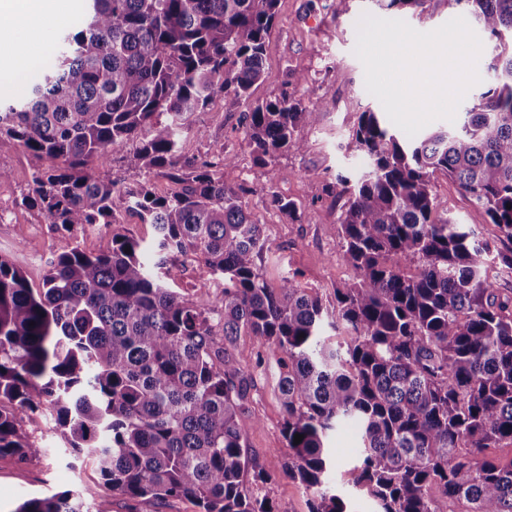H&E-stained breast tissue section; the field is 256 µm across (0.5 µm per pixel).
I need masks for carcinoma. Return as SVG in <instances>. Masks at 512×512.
Here are the masks:
<instances>
[{"mask_svg":"<svg viewBox=\"0 0 512 512\" xmlns=\"http://www.w3.org/2000/svg\"><path fill=\"white\" fill-rule=\"evenodd\" d=\"M83 2L27 98L0 102V156L22 149L53 162L21 204L58 230L114 224L119 200L155 236L144 245L116 233L98 254L69 246L40 288L0 257V457H39L24 423L48 410L57 440L93 460L128 512L171 498L200 512H274L271 477L242 451L256 425L241 417L252 375L214 341L248 335L277 357L288 474L311 512H349L325 481L328 440L347 419L361 429L353 484L378 512H512V460L486 454L512 446V296L493 287L512 274V0H453L492 41V81L458 128L406 141L379 113L358 117L348 147L365 165L336 178L356 277L333 289L330 309L295 272L266 284L257 260L267 239L243 188L224 181L234 163L224 142L200 155L179 148L192 117L222 96L241 113L255 164L304 149L299 131L318 123L315 109L286 90L251 100L278 0ZM373 2L399 14L431 0ZM118 152L138 176L130 184L99 174ZM437 170L504 248L438 213ZM158 173L180 189L157 195ZM268 202L298 220L294 201L273 190ZM178 255L223 281L210 308L171 288ZM329 329L347 336L334 343ZM15 512L89 510L64 491Z\"/></svg>","mask_w":512,"mask_h":512,"instance_id":"carcinoma-1","label":"carcinoma"}]
</instances>
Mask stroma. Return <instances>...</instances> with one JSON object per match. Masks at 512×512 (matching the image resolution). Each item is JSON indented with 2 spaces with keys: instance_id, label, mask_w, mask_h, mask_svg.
<instances>
[{
  "instance_id": "1",
  "label": "stroma",
  "mask_w": 512,
  "mask_h": 512,
  "mask_svg": "<svg viewBox=\"0 0 512 512\" xmlns=\"http://www.w3.org/2000/svg\"><path fill=\"white\" fill-rule=\"evenodd\" d=\"M65 3L61 19L14 14L9 24L0 26L1 99L23 97L38 79L39 66L47 61L55 36L76 25L79 0ZM375 11L373 0H351L349 12L341 15L335 14L330 0H279L278 23L266 45L265 79L253 87L252 97L265 100L285 90L316 109L318 124L300 132L303 152L282 153L268 168L254 165L240 115L225 111L220 97L195 114L192 131L181 139L180 150L189 156L205 153L217 140L235 155L224 179L244 186L245 208L252 221L263 227L269 249L261 259V271L269 287H278L282 277L293 272L299 287L328 302L337 284L356 276L337 233L344 199L328 184L339 172L361 169V160L347 148L349 130L360 112L383 109L367 92L364 67L354 53L357 22L362 13ZM291 70L302 73L303 82L288 83ZM47 165V160L24 151L0 156V257L19 266L31 287H41L52 256L71 243L97 254L111 248L116 233L146 241L153 238V226L140 223L121 206L115 209V224L106 228L73 238L60 233L42 212L20 203L34 188V171ZM431 181L438 212L451 213L459 223L474 225L480 238L493 239V227L447 176L438 172ZM271 187L296 202L298 221L288 220L268 203L266 193ZM222 288L221 280L194 261L186 262L176 285L178 292L202 308L210 307ZM230 352L235 364L253 375L245 406L247 418L255 420L256 426L245 438L244 454L271 476L275 512H310V495L287 471L291 450L282 435L285 410L277 388V360L269 356L263 367H256L260 348L247 335L240 336ZM53 425V417L46 413L35 415L26 426L43 448L39 458L26 463L0 458V512H13L33 496L67 490L80 493L86 506H98L105 499L111 512H127L123 498L107 497L94 464L53 438ZM331 447L336 466L328 475L330 483L343 488L352 512H376L374 500L349 481L359 451L356 426L342 425Z\"/></svg>"
}]
</instances>
